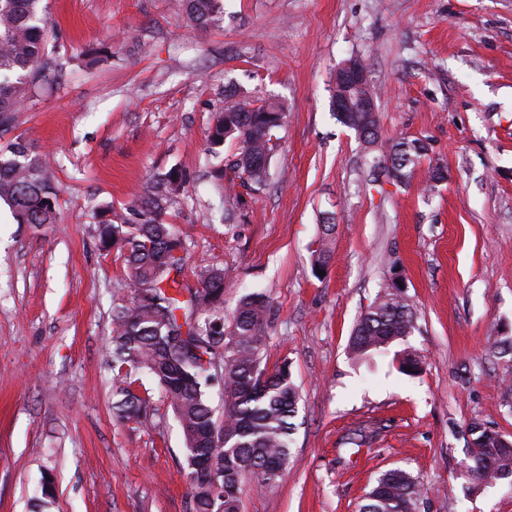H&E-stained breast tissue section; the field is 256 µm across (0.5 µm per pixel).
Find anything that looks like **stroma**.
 I'll use <instances>...</instances> for the list:
<instances>
[{
  "label": "stroma",
  "instance_id": "obj_1",
  "mask_svg": "<svg viewBox=\"0 0 512 512\" xmlns=\"http://www.w3.org/2000/svg\"><path fill=\"white\" fill-rule=\"evenodd\" d=\"M50 44L68 50L0 131L26 141L59 186L54 224L17 223L0 201V512H194L180 428L156 383L158 417L112 412V307L125 262L98 246L152 176L188 181L165 215L186 240L184 282L223 267L224 312L269 300L264 359L288 362L297 430L282 477L245 489L241 512H360L392 469L424 488L416 512H512V485H480L468 426L512 440V0H218L196 27L176 0H44ZM362 58L380 115L365 148L332 112L334 76ZM280 103L268 179L228 203L213 177L217 113ZM422 141L404 183L377 170L387 146ZM444 179L428 187V169ZM332 231H325V223ZM332 259L316 275L319 246ZM415 329L358 360L348 342L393 282ZM418 353L420 374L398 370ZM376 428L348 444L359 426Z\"/></svg>",
  "mask_w": 512,
  "mask_h": 512
}]
</instances>
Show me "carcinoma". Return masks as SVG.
<instances>
[{
  "mask_svg": "<svg viewBox=\"0 0 512 512\" xmlns=\"http://www.w3.org/2000/svg\"><path fill=\"white\" fill-rule=\"evenodd\" d=\"M43 0H0V129L7 130L19 105L34 96L46 78L44 46L50 32ZM198 27L217 21V0H182ZM336 118L368 144L378 140L377 114L338 112ZM286 112L276 103L241 104L218 113L210 143L229 141L236 152L228 163L242 184H265L276 133ZM0 155V200L21 224L57 222L59 189L39 155L22 140ZM419 140L391 147L388 160L394 178L410 177L424 156ZM185 186L182 171L172 167L151 177L128 206L130 224L105 219L97 226L100 249L124 257L129 294L115 304L112 317V363L118 385L114 408L124 422L142 423L155 414L150 398L134 388V376L150 375L160 388L182 433L195 512H239L244 479L265 488L284 473L296 429L299 393L288 362L267 369L263 364L268 303L261 293L242 296L232 315H224V269L205 267L198 287L184 285L185 257L168 259L185 246L180 231L165 221L169 207ZM414 329L410 305L391 291L361 315L351 336V354L366 358L385 352ZM419 356L399 360L401 372H421ZM222 387L224 413L210 405L214 385ZM475 436L470 467L475 480L512 483V447L497 448ZM420 484L408 472L384 473L368 492L361 512H415Z\"/></svg>",
  "mask_w": 512,
  "mask_h": 512,
  "instance_id": "1",
  "label": "carcinoma"
}]
</instances>
